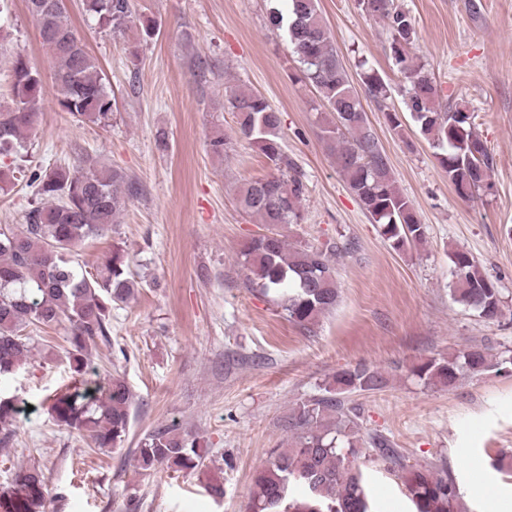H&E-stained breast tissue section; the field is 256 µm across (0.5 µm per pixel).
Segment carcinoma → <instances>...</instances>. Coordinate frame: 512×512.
Wrapping results in <instances>:
<instances>
[{
    "label": "carcinoma",
    "instance_id": "1",
    "mask_svg": "<svg viewBox=\"0 0 512 512\" xmlns=\"http://www.w3.org/2000/svg\"><path fill=\"white\" fill-rule=\"evenodd\" d=\"M39 24L42 47L55 63L54 96L60 107L79 119L104 123L112 100L96 59L68 23L63 0H27ZM273 26L284 32L301 64L302 79L321 94L332 118L322 139L336 168L359 199L382 236L396 251L423 241L425 228L415 206L396 186L389 159L368 124L361 98L352 85L330 30L323 24L318 0H269ZM367 15L384 20L390 48L409 88L405 108L435 156L455 194L469 199L490 187L493 158L474 130V114L464 105L448 110L439 101L432 79L413 64L409 49L416 39L415 19L395 0H358ZM85 12L100 28L122 33L131 23L130 0H83ZM366 93L388 98V86L375 71L361 74ZM44 96L42 80L24 56L10 61V100L0 104V155L21 146L33 127ZM230 104L237 114L239 137L255 145L272 171L246 183L238 195L241 209L271 227L300 220L305 184L288 174L291 165L279 143L280 113L260 95L239 90ZM30 183L51 202L31 209L24 224L0 225V379L27 364L35 341L27 329L68 323L65 359L72 384L50 399L57 425L88 434L93 451L115 449L129 433L133 394L120 375L101 385L85 378L92 348L110 343L112 305L128 302L139 286L127 248L112 245L105 261L89 272L74 258L75 248L103 237L117 222L136 183L110 166L56 167L33 173ZM339 246L301 248L278 232L249 242L243 252L250 287L278 295L288 320L306 329L331 311L338 300L333 256ZM454 299L489 320L501 315L499 290L468 253L451 254ZM498 365L485 345L474 344L448 358H429L411 368L427 386L451 389L465 375H478ZM388 378L380 370L356 364L336 373L325 394L299 404L289 421L297 433L289 447L258 470L246 512H369L365 479L354 465L360 412L345 405L342 395L381 391ZM21 400L0 393V444L20 412ZM378 457L401 473L414 512H462L455 479L432 465H408L380 435L370 436ZM199 438L177 426H161L145 434L136 448L138 468L196 470L203 465ZM300 487L303 493L292 495ZM46 477L38 465L21 466L11 487L0 492V512H43Z\"/></svg>",
    "mask_w": 512,
    "mask_h": 512
}]
</instances>
